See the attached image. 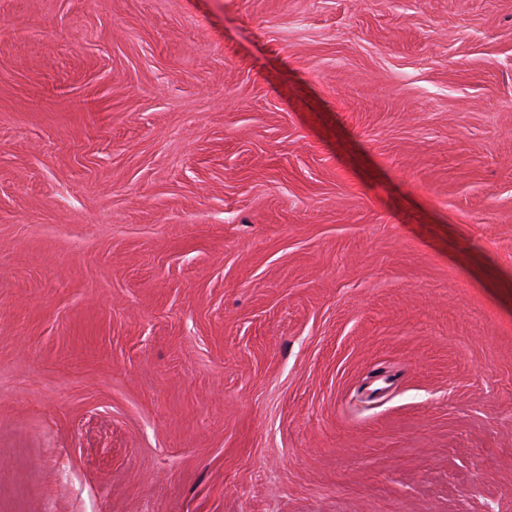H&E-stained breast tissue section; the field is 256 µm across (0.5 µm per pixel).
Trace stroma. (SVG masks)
I'll return each instance as SVG.
<instances>
[{
  "mask_svg": "<svg viewBox=\"0 0 512 512\" xmlns=\"http://www.w3.org/2000/svg\"><path fill=\"white\" fill-rule=\"evenodd\" d=\"M0 512H512V0H0Z\"/></svg>",
  "mask_w": 512,
  "mask_h": 512,
  "instance_id": "stroma-1",
  "label": "stroma"
}]
</instances>
